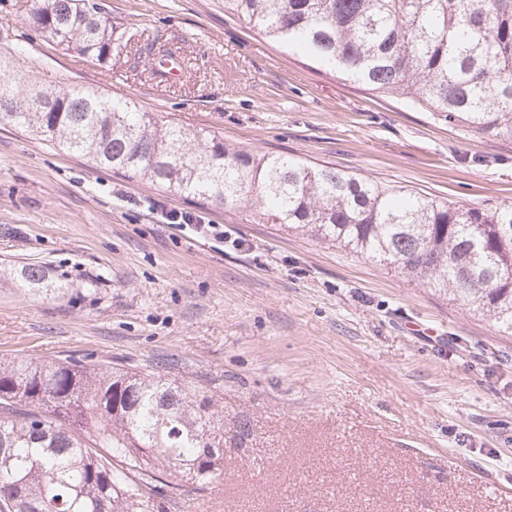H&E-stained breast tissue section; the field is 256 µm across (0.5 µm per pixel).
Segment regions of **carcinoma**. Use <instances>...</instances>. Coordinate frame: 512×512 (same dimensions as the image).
Here are the masks:
<instances>
[{
    "label": "carcinoma",
    "instance_id": "obj_1",
    "mask_svg": "<svg viewBox=\"0 0 512 512\" xmlns=\"http://www.w3.org/2000/svg\"><path fill=\"white\" fill-rule=\"evenodd\" d=\"M275 44L347 81L397 97L471 134L512 142V0H224ZM45 40L101 65L129 55L93 0H44ZM0 52V125L30 131L98 168L201 204L344 247L512 329V203L460 205L288 154L239 148L204 127L159 120L98 88L43 107ZM33 295L65 294L49 269L0 273ZM224 423L177 380L69 358L0 361V512H157L180 475H221Z\"/></svg>",
    "mask_w": 512,
    "mask_h": 512
}]
</instances>
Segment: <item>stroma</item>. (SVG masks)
Segmentation results:
<instances>
[{
	"instance_id": "1",
	"label": "stroma",
	"mask_w": 512,
	"mask_h": 512,
	"mask_svg": "<svg viewBox=\"0 0 512 512\" xmlns=\"http://www.w3.org/2000/svg\"><path fill=\"white\" fill-rule=\"evenodd\" d=\"M117 32L175 51L111 65L45 42L34 0H0L14 77L100 87L430 197L512 201V144L342 80L225 15L224 0H98ZM193 211L223 239L167 221ZM38 261L68 290L0 281V359L71 356L187 379L224 417V475L165 512H512V335L377 263L90 166L0 127V269ZM97 281L95 293L85 289Z\"/></svg>"
}]
</instances>
